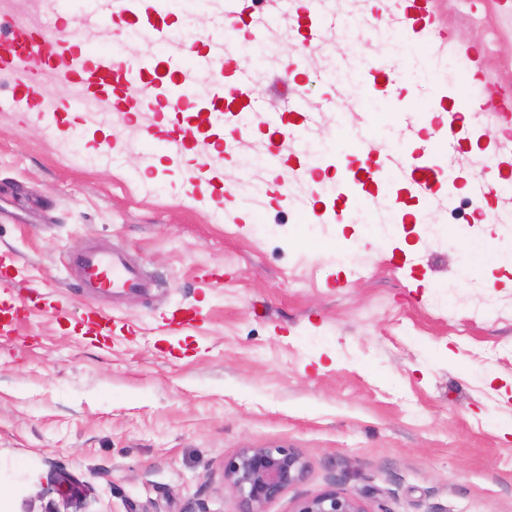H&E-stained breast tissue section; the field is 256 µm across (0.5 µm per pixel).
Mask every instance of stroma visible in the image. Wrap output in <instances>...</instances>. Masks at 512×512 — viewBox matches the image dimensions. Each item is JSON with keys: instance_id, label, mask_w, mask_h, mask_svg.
Returning a JSON list of instances; mask_svg holds the SVG:
<instances>
[{"instance_id": "1", "label": "stroma", "mask_w": 512, "mask_h": 512, "mask_svg": "<svg viewBox=\"0 0 512 512\" xmlns=\"http://www.w3.org/2000/svg\"><path fill=\"white\" fill-rule=\"evenodd\" d=\"M86 46H122L127 60L168 50L209 90L210 69L185 43L131 42L115 18L84 28ZM440 22L483 57L485 86L449 88V112L472 101L474 153L459 170L501 161L512 177V148L497 122L495 93L512 89V9L503 0H442ZM363 55H391L396 72L432 95L423 48L388 53L372 39ZM351 47L335 36L330 53L310 52L302 88L323 92L319 70ZM47 98L77 113L64 133L48 115L0 109V252L17 260L21 288L0 301L23 309L15 332L0 335V512H236L224 463L245 447L290 448L306 478L265 512H295L329 489L355 495L366 512H512V271L494 266L512 235L491 223L470 236L444 228L425 239L405 223L378 237L352 207L344 233L332 224L294 223L308 207L297 182L303 140L334 139L354 155L357 112H320L303 134L281 136L288 164L257 176L267 196L249 223L224 211L223 189L245 177L241 163L267 141L268 113H250L232 156L206 143L208 169L152 144L157 113L85 112L68 81L30 63ZM101 155L77 162L74 148ZM196 157V158H197ZM221 186L200 192L206 175ZM122 251L151 279L145 292L87 294L67 269L89 248ZM187 310L193 322L168 332L162 321ZM485 310L467 335L458 316ZM116 317L110 336L87 315ZM83 495L68 501L59 475Z\"/></svg>"}]
</instances>
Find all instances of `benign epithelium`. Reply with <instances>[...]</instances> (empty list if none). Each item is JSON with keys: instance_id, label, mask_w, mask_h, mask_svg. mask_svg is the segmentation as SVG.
<instances>
[{"instance_id": "benign-epithelium-1", "label": "benign epithelium", "mask_w": 512, "mask_h": 512, "mask_svg": "<svg viewBox=\"0 0 512 512\" xmlns=\"http://www.w3.org/2000/svg\"><path fill=\"white\" fill-rule=\"evenodd\" d=\"M307 463L290 448L246 447L224 462V487L237 512H265V506L301 482ZM295 512H366L356 497L329 490L302 501Z\"/></svg>"}]
</instances>
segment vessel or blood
I'll use <instances>...</instances> for the list:
<instances>
[{"label":"vessel or blood","instance_id":"obj_1","mask_svg":"<svg viewBox=\"0 0 512 512\" xmlns=\"http://www.w3.org/2000/svg\"><path fill=\"white\" fill-rule=\"evenodd\" d=\"M436 3L437 0H367L365 4L370 19L388 15L394 36L424 48L425 66L439 75L426 107L413 108L417 86L404 84L385 58L362 65L354 89L336 87L333 95L322 102L323 107L342 112L358 107L367 96H381L396 103L400 126L411 129L420 122H429L433 144L418 149L385 147L373 137L363 135L359 138L358 159H347L339 152L324 154L317 167L302 172L303 177L312 181L318 180L323 171L336 174L328 204L313 211L312 221L343 222L354 202L380 189L388 202L398 203L403 198L404 184H411L415 192L424 196L438 192L447 183L444 160L454 149L465 120L461 112L447 126L434 120L435 115L447 109L448 57L453 54L464 58L472 81H483L484 71L480 56L456 42L440 25ZM274 4V10L264 12L257 9L256 0H217L215 7L221 20L211 38L203 45L190 47L199 60L215 66V78L203 98L193 94L181 55L150 56L129 62L109 52L90 53L77 34L52 39L45 32L13 25L7 35L0 37V73L17 75L18 81L12 96L0 100V108L22 113L44 111V88L27 65L36 58L50 68L58 57L65 55L70 59L65 72L68 80L85 94L111 98L113 111L129 115L144 109L176 113V123L157 125L156 138L187 146L205 134L213 145L233 147L245 133L238 121L239 113L263 109L253 95V86L262 74L241 63L240 44L268 41L275 22L283 16L289 19L290 29L296 32L301 46L328 49L333 45L336 18L320 6L319 0H274ZM111 14L120 16L129 26L147 30L158 42L166 43L171 38L166 0H89L84 24L97 27ZM279 98L280 122L291 118L304 124L312 121L314 108L298 87H288ZM72 265L85 288L93 293L140 292L150 285L141 270L116 250H87L73 259Z\"/></svg>","mask_w":512,"mask_h":512}]
</instances>
